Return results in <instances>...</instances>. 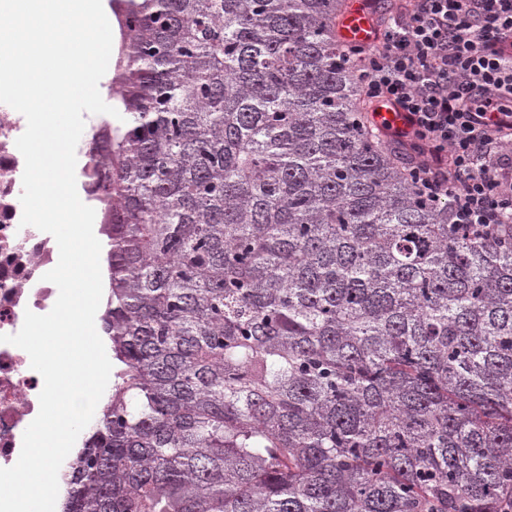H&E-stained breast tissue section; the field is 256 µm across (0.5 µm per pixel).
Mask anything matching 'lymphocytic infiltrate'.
<instances>
[{"label":"lymphocytic infiltrate","mask_w":512,"mask_h":512,"mask_svg":"<svg viewBox=\"0 0 512 512\" xmlns=\"http://www.w3.org/2000/svg\"><path fill=\"white\" fill-rule=\"evenodd\" d=\"M367 98L391 138L427 154L415 184L456 224L512 216V0H413L369 46Z\"/></svg>","instance_id":"lymphocytic-infiltrate-1"}]
</instances>
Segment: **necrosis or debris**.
I'll list each match as a JSON object with an SVG mask.
<instances>
[{
  "mask_svg": "<svg viewBox=\"0 0 512 512\" xmlns=\"http://www.w3.org/2000/svg\"><path fill=\"white\" fill-rule=\"evenodd\" d=\"M27 126L25 117L0 103V334L22 327L25 311L47 314L58 297L45 281L59 260L55 238L32 226H21L24 158L15 141ZM43 379L22 349L0 343V468L13 466L23 433L39 412Z\"/></svg>",
  "mask_w": 512,
  "mask_h": 512,
  "instance_id": "necrosis-or-debris-1",
  "label": "necrosis or debris"
}]
</instances>
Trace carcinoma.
<instances>
[{"instance_id": "cac0c4a2", "label": "carcinoma", "mask_w": 512, "mask_h": 512, "mask_svg": "<svg viewBox=\"0 0 512 512\" xmlns=\"http://www.w3.org/2000/svg\"><path fill=\"white\" fill-rule=\"evenodd\" d=\"M346 0H112L116 370L62 512H498L512 224L378 128Z\"/></svg>"}]
</instances>
